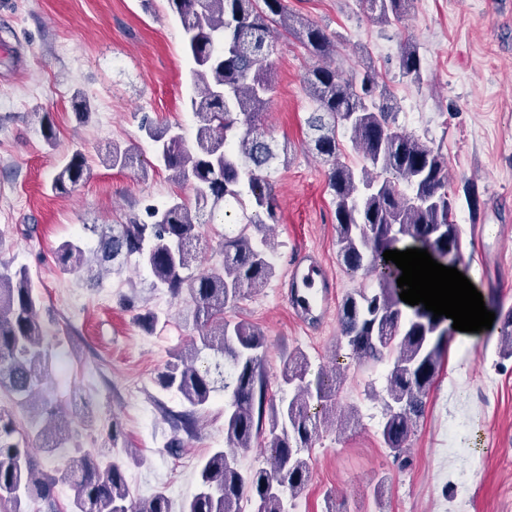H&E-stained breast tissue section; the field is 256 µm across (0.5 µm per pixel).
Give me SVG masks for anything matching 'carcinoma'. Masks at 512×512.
<instances>
[{
  "mask_svg": "<svg viewBox=\"0 0 512 512\" xmlns=\"http://www.w3.org/2000/svg\"><path fill=\"white\" fill-rule=\"evenodd\" d=\"M184 32L197 118L192 144L180 128L148 115L140 130L156 145L158 163L176 181L195 191L194 204L176 197L162 206L147 204L101 235L96 263L135 258L150 270L153 285L189 303L188 319L198 338L167 360L156 377L163 391L178 393L187 411L168 412L173 427L197 432L196 414L216 393L224 395V447L213 448L198 463L197 492L180 512H294L310 476L311 451L319 431L336 415L341 378L320 372L307 379L310 360L303 351L289 355L281 372L283 395H269L263 363L265 334L243 321L224 317L246 292L264 287L276 268L269 234L279 222L272 174L287 149L279 148L262 125L263 109L274 92L269 56L278 33L294 32L317 64L304 77L314 110L307 118L316 156L329 164L327 185L334 204L338 254L346 271L376 280L375 288L347 294L338 312L349 357L360 366L388 360L382 438L399 468L409 466L407 441L424 416L426 395L448 340V324L424 306L399 297L402 271L384 260L386 250L426 249L448 267L460 261L454 202L448 194L444 155L400 127L393 104L375 71L360 75L326 64L336 56V41L318 25L288 12L285 0H167ZM411 0H367L372 19H399ZM398 68L420 80L416 47L400 46ZM350 133L362 165L340 160L338 130ZM132 148L112 145L105 164L120 171L136 168ZM88 175L76 151L54 175L57 193L74 190ZM235 207L242 223L224 225L218 250L221 267L193 274L200 261L204 224ZM66 273L87 266L86 252L74 241L55 250ZM501 349L512 356V312L500 323ZM48 357L27 267L0 261V389L29 414L21 429L0 411V504L6 512H28L43 502L59 512L55 489L67 484L72 496L65 512H173L166 490L144 501L130 498L126 463L112 459L121 432L112 426L110 447L80 451L47 472L30 448L38 444L53 456L69 441L63 410L44 388ZM264 436L263 459L247 468L238 453Z\"/></svg>",
  "mask_w": 512,
  "mask_h": 512,
  "instance_id": "1",
  "label": "carcinoma"
}]
</instances>
